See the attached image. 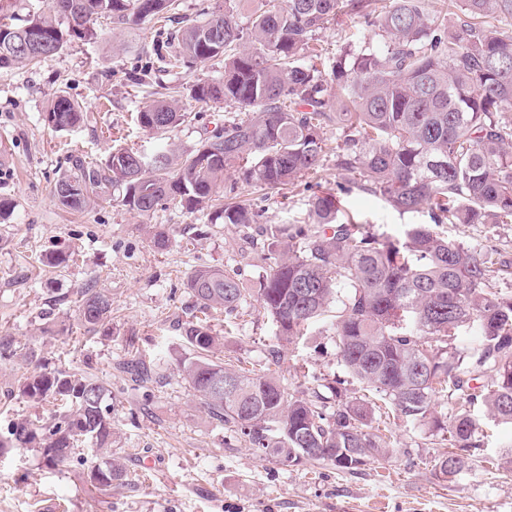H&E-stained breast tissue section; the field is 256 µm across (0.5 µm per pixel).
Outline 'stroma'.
<instances>
[{
  "instance_id": "obj_1",
  "label": "stroma",
  "mask_w": 512,
  "mask_h": 512,
  "mask_svg": "<svg viewBox=\"0 0 512 512\" xmlns=\"http://www.w3.org/2000/svg\"><path fill=\"white\" fill-rule=\"evenodd\" d=\"M205 1L224 2L181 0L162 29L146 21L116 30L104 21L97 39L71 44L34 67L0 70V197L12 202L10 215L0 220V342L13 350L0 358V432L12 419L53 412V405L35 408L17 392L18 379L40 367L87 371L103 382L112 392L116 430L108 450L85 443L56 469L36 448L1 451L0 512H512V474L479 458L452 480L437 478L444 447L420 424L394 422L386 459L354 473L263 456L210 417L181 372L191 352L184 328L196 314L185 288L188 275L215 267L251 289L264 273L246 242L247 228L211 223L209 216L173 203L141 215L108 189L102 201L79 213L58 203L54 185L75 164L99 168L113 149L148 150L161 141L136 121L159 87L176 89L188 114L164 140L168 147L193 149L223 126V101L202 105L190 95L197 82H222L223 60L189 71L168 69L156 51L166 34L196 18ZM319 40L332 59L349 45H383L375 28L357 16L340 18ZM112 68L117 76H109ZM60 93L84 115L70 131H53L43 118ZM323 133L327 161L318 183L338 188L347 216L383 240L430 223L428 210L399 212L367 190L363 176L337 167L341 133L332 125ZM313 193L302 185L252 199L264 226L307 225ZM150 224L165 226L166 249L151 244ZM440 232L454 242L512 254V224H447ZM58 250L67 261L45 268V255ZM87 288L112 299L110 335L79 324L77 299ZM212 322L224 332L225 355L254 372H264L270 352L280 351L277 377L289 392H310L333 377L349 396L365 392L344 370L326 324L312 325L307 342L294 345L279 339L253 300L237 313H214ZM131 362L151 370L150 383L130 373ZM108 458L123 464L124 482L92 488L91 467Z\"/></svg>"
}]
</instances>
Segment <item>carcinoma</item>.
I'll return each mask as SVG.
<instances>
[{
	"label": "carcinoma",
	"mask_w": 512,
	"mask_h": 512,
	"mask_svg": "<svg viewBox=\"0 0 512 512\" xmlns=\"http://www.w3.org/2000/svg\"><path fill=\"white\" fill-rule=\"evenodd\" d=\"M176 8L177 0H49L47 13L0 24V69L36 64L72 41L97 37L101 18L120 28ZM348 15L377 28L384 47H348L326 68L315 42ZM175 40L172 68L224 59V82L194 84V100L222 97L247 119L225 122L190 151L115 149L106 167L79 165L58 180L54 196L80 212L110 185L142 215L175 202L226 224H256L251 205L220 203L224 173L233 169L261 189L314 179L326 157L322 128L336 124L343 135L338 165L366 177L369 190L398 211L428 209L432 223L380 241L345 218L334 192L316 193L315 227L271 229L262 246L270 271L254 292L290 344L334 312L340 362L377 400L345 399L334 380L324 384L327 395L291 394L272 370L283 362L280 352L270 353L262 374L221 359L224 336L205 319L184 328L194 357L181 362L183 379L226 429L280 461L298 465L305 449L321 448L306 461L353 472L386 457L382 430L397 416L442 433L448 450L436 477H456L485 451V426L512 427V296L496 288L512 258L495 246L451 242L435 227L512 224V0H455L449 15L434 13L431 0H261L243 21L232 8L213 6ZM184 117L174 99L137 112L139 125L160 137ZM81 118L64 94L44 114L58 131ZM186 288L204 314H232L248 302L245 289L213 267L193 270ZM78 312L86 329L104 328L112 299L86 288ZM464 328L476 339L461 348ZM216 375L233 389L215 394ZM17 390L31 403L59 400L67 410L38 424L9 422L0 449H41L42 437L55 449L43 458L60 467L86 439L112 447V392L94 377L34 372ZM440 397L456 405L446 425L436 416ZM125 477L108 459L89 482L106 488Z\"/></svg>",
	"instance_id": "1"
}]
</instances>
